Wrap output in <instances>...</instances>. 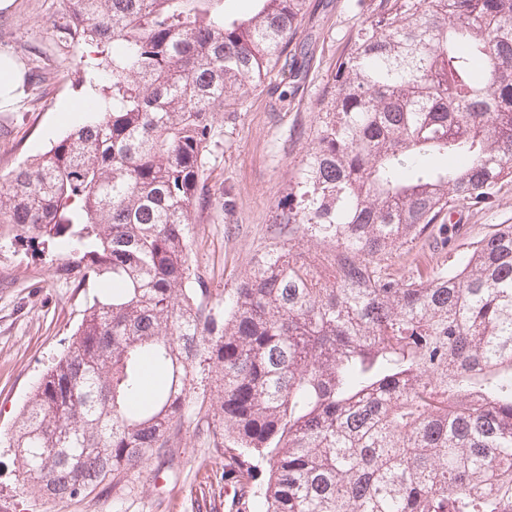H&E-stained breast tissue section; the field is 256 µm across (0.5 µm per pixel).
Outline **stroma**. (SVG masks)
Here are the masks:
<instances>
[{
  "label": "stroma",
  "mask_w": 512,
  "mask_h": 512,
  "mask_svg": "<svg viewBox=\"0 0 512 512\" xmlns=\"http://www.w3.org/2000/svg\"><path fill=\"white\" fill-rule=\"evenodd\" d=\"M378 3L315 0L296 40L300 76L287 88L266 81L245 109L218 120L203 165L210 196L194 210L190 232L192 266L209 290L205 302L216 319L224 317L225 292L259 257L290 244L311 252L310 241L276 223V206L297 179L327 81ZM64 24L62 0H13L0 11V52L25 76L23 91L0 103V174L86 119L67 116L61 107L91 96L77 62L94 58L96 48L70 38ZM493 224H512V183L502 186L492 208L464 212L456 240L481 236ZM447 257L448 245L436 232L414 247L404 271L426 276ZM72 265L67 252L0 228V432L19 418L38 379L101 294L94 281L75 282ZM176 443L173 469L156 479L130 475L109 496L47 502L23 490L14 451L1 442L0 512H229L224 458L212 435L190 423Z\"/></svg>",
  "instance_id": "35a3bbf8"
}]
</instances>
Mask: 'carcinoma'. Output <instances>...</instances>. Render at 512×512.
Returning a JSON list of instances; mask_svg holds the SVG:
<instances>
[{
    "label": "carcinoma",
    "mask_w": 512,
    "mask_h": 512,
    "mask_svg": "<svg viewBox=\"0 0 512 512\" xmlns=\"http://www.w3.org/2000/svg\"><path fill=\"white\" fill-rule=\"evenodd\" d=\"M96 45L93 121L0 177V224L79 255L95 299L7 438L46 501L170 463L207 431L236 512H512V224L425 280L392 270L450 208L512 182V0H392L319 100L260 258L203 303L189 225L221 112L288 67L310 0H63Z\"/></svg>",
    "instance_id": "obj_1"
}]
</instances>
